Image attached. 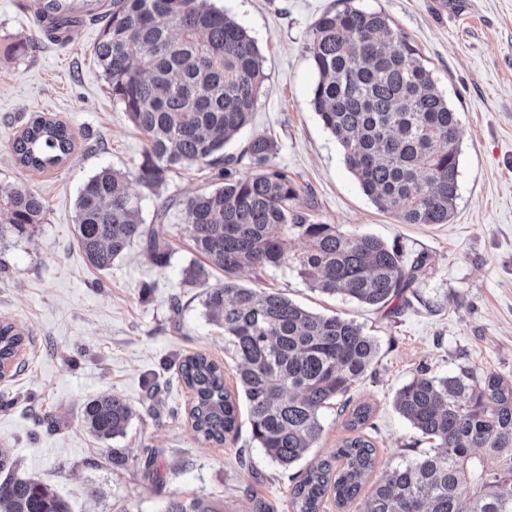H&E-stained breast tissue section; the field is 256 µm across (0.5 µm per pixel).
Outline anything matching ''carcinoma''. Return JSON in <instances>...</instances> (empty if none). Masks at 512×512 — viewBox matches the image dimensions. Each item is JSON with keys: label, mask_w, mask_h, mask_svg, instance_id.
<instances>
[{"label": "carcinoma", "mask_w": 512, "mask_h": 512, "mask_svg": "<svg viewBox=\"0 0 512 512\" xmlns=\"http://www.w3.org/2000/svg\"><path fill=\"white\" fill-rule=\"evenodd\" d=\"M35 7L53 41L80 21L71 0H35ZM101 19L93 56L146 144L138 182L157 188L173 169L199 165L220 186L167 200L146 224L124 176L105 168L80 189L78 246L99 271L135 242L166 267V214L181 208L201 256L183 269L185 281L196 285L213 270L224 272V284L208 291L203 305L234 354L252 439L288 468L319 440L323 409L337 406L347 429L358 432L333 461L307 463L291 490L292 512H320L329 493L343 508L376 465L368 435L373 406L352 407L347 395L371 367L377 342L353 319L315 314L273 288L241 285L238 275L258 278L290 261L321 292L381 309L396 298L410 304L406 292L426 276L428 257L406 262L375 236L319 220L307 188L274 163L271 137L255 135L239 155L224 154L249 123L266 80L255 41L228 13L209 0H108ZM307 51L317 73L315 112L364 193L400 224L448 223L458 190L459 118L408 36L381 12L347 6L319 18ZM75 141L66 124L38 117L12 151L19 164L44 170L68 159ZM45 214L40 194L0 184V241L28 232ZM23 342L14 323L0 322L1 362ZM178 373L194 394L188 420L197 437L235 440L240 406L224 386V368L197 353L179 362ZM393 405L435 445L377 481L365 512H512V381L470 369L446 377L422 369ZM133 415L112 393L88 400L82 422L105 442L123 435ZM14 467L0 448V512H70L47 485L13 476ZM166 512L221 510L196 497L171 499Z\"/></svg>", "instance_id": "1"}]
</instances>
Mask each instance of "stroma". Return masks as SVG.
<instances>
[{"instance_id": "stroma-1", "label": "stroma", "mask_w": 512, "mask_h": 512, "mask_svg": "<svg viewBox=\"0 0 512 512\" xmlns=\"http://www.w3.org/2000/svg\"><path fill=\"white\" fill-rule=\"evenodd\" d=\"M29 3L0 0V183L36 190L47 206L44 223L0 242V321L15 323L26 337L0 378V395L16 400L0 411V445L11 450L15 476L47 484L70 512H165L169 499L196 496L224 512H252L259 499L274 512H290L298 469L271 462L253 441L247 415L239 417L236 440L223 445L199 440L188 422L193 394L178 378L177 360L205 353L223 366L226 388L236 385L224 331L203 306L206 290L223 284L224 275L185 283L182 270L198 255L179 209L167 215L172 256L164 268L136 243L110 270H95L74 236L79 191L102 169L126 176L148 223L167 198L215 189L210 171L178 168L159 189L142 186L145 141L113 101L93 57L100 27L88 15L95 0H75L82 21L66 42L45 40L20 56L14 42L40 31ZM215 4L255 39L266 74L251 123L226 152L240 154L253 135L272 136L275 163L307 187L316 217L378 237L407 259L430 258L414 297L395 314L322 294L288 264L239 279L277 289L312 312L354 319L375 338V361L350 395L375 407L374 474L383 476L430 446L393 406L420 368L512 378V0H353L406 33L459 116L458 197L445 224H400L380 212L313 108L317 75L305 46L316 21L341 8V0ZM38 116L77 135L72 157L44 171L21 166L12 152ZM103 392L120 394L135 410L124 434L107 442L81 420L84 404ZM148 446L158 454L155 481L140 465ZM242 450L249 456L244 465ZM116 455L123 464H113ZM88 486L95 497L83 495Z\"/></svg>"}]
</instances>
